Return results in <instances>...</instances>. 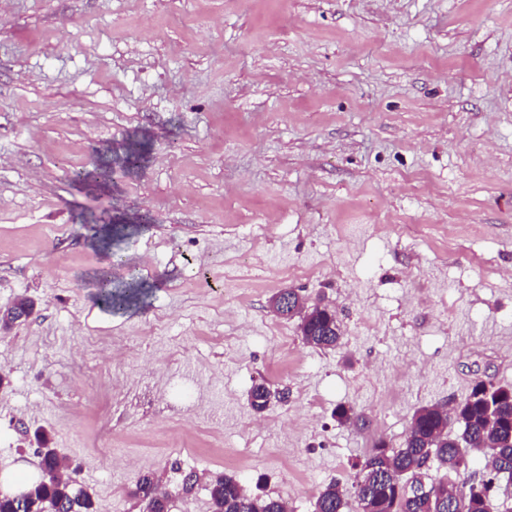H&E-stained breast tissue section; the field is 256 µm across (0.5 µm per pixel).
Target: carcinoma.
<instances>
[{
	"label": "carcinoma",
	"mask_w": 512,
	"mask_h": 512,
	"mask_svg": "<svg viewBox=\"0 0 512 512\" xmlns=\"http://www.w3.org/2000/svg\"><path fill=\"white\" fill-rule=\"evenodd\" d=\"M146 153V144H132L124 166H139ZM95 288L109 308H120L143 293L135 278L124 290L112 289L109 269L100 271ZM286 318L299 319L303 340L314 348H332L342 339L336 314L325 305L311 304L308 310ZM275 397L261 380L254 385L249 404L262 411ZM456 423L468 436L467 448L458 447L450 432ZM473 453L485 460V475L478 481L470 474ZM434 461L459 482L425 481L424 469ZM42 465L46 478L29 484L25 501L0 493V512H91L90 495L75 488L76 470L63 465L56 450L43 454ZM356 468L352 493L339 483L329 484L316 496L314 512H457L460 507L464 512H487L500 489V477L512 480V386L476 380L469 393L448 409L439 404L417 408L401 447L392 448L380 440ZM208 490L213 512H289L285 500L251 494L234 476H215ZM135 495L143 512H170L171 493L160 488L152 472L140 476Z\"/></svg>",
	"instance_id": "carcinoma-1"
}]
</instances>
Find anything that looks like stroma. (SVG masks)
Returning <instances> with one entry per match:
<instances>
[{"mask_svg":"<svg viewBox=\"0 0 512 512\" xmlns=\"http://www.w3.org/2000/svg\"><path fill=\"white\" fill-rule=\"evenodd\" d=\"M134 140L106 252L75 174ZM106 265L144 301L102 306ZM284 288L340 345L272 311ZM22 296L5 491L40 479L41 428L96 512H141L147 470L172 512H211L218 474L313 512L418 407L512 385V0H0V307ZM262 380L286 397L257 413ZM282 315L285 319L298 318V328L303 340L314 348L336 347L342 339L340 323L333 310L325 305H309L308 310H298Z\"/></svg>","mask_w":512,"mask_h":512,"instance_id":"obj_1","label":"stroma"}]
</instances>
